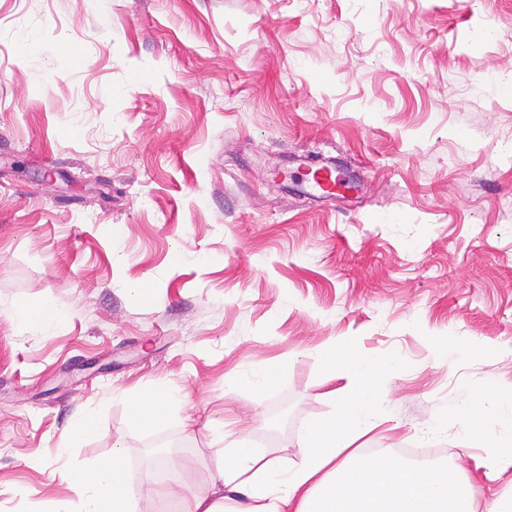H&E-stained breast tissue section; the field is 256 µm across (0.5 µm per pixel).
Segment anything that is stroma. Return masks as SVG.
I'll return each mask as SVG.
<instances>
[{
	"label": "stroma",
	"mask_w": 512,
	"mask_h": 512,
	"mask_svg": "<svg viewBox=\"0 0 512 512\" xmlns=\"http://www.w3.org/2000/svg\"><path fill=\"white\" fill-rule=\"evenodd\" d=\"M511 78L512 0H0V512L155 440L186 498L234 440L295 465L337 340L400 360L368 448L432 449L490 512L512 469L433 426L512 385ZM307 157L354 190L314 193ZM46 302L51 327L14 315ZM275 364L263 397L236 382ZM156 402L162 403L160 398L153 395L135 396L130 398L129 409L131 422L135 429L140 431L146 429L149 424L158 420L165 413V406L160 405H158L159 412L156 415L151 416L148 413V406ZM90 426L91 418L88 415H83L75 419L72 425L64 430L55 448H52L54 455L57 457L66 455L72 447L73 441L77 435L88 430Z\"/></svg>",
	"instance_id": "35a3bbf8"
}]
</instances>
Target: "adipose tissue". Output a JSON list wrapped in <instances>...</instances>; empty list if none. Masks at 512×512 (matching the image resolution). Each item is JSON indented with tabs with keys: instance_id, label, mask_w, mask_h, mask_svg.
I'll list each match as a JSON object with an SVG mask.
<instances>
[{
	"instance_id": "obj_1",
	"label": "adipose tissue",
	"mask_w": 512,
	"mask_h": 512,
	"mask_svg": "<svg viewBox=\"0 0 512 512\" xmlns=\"http://www.w3.org/2000/svg\"><path fill=\"white\" fill-rule=\"evenodd\" d=\"M322 355L324 381L340 412L309 426L299 465L285 471L257 449H225L210 491L193 495L181 512H474L471 486L449 481L447 468L397 455L379 458L364 448L362 437L386 414L385 379L397 370V359L369 357L345 342L332 343ZM491 411L512 423V386L461 396L436 428L481 421ZM124 470L117 450L91 469L61 471L60 479L78 487L80 496L56 502L52 512H133L149 492L177 498L171 479L150 474L141 488L126 481Z\"/></svg>"
}]
</instances>
